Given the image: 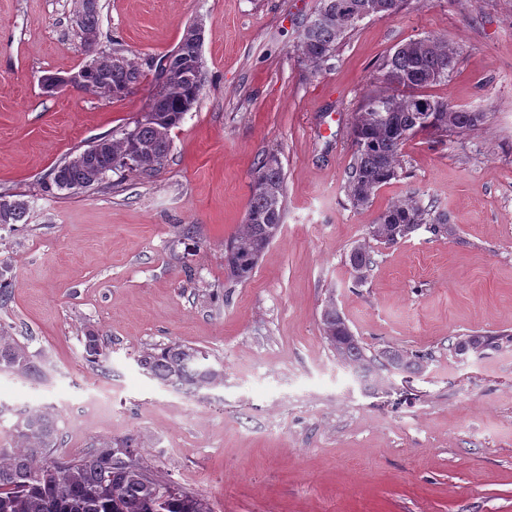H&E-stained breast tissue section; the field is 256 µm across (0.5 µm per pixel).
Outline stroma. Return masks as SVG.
Masks as SVG:
<instances>
[{"label": "stroma", "mask_w": 512, "mask_h": 512, "mask_svg": "<svg viewBox=\"0 0 512 512\" xmlns=\"http://www.w3.org/2000/svg\"><path fill=\"white\" fill-rule=\"evenodd\" d=\"M78 3L0 0V194L26 205L0 226L11 283L0 325L46 373L0 372V446L26 411L62 397V452L140 435L151 466L212 512H512V346L482 359L452 349L512 334V0H406L360 21L319 67L294 50L319 0H99V50L144 73L119 101L41 86L92 59ZM192 25L204 83L164 164L52 188L55 166L133 126L158 59ZM427 35L457 51L431 94L486 121L416 135L399 178L354 209L343 185L355 116L384 91L387 56ZM270 152L285 174L281 232L231 284L224 243ZM412 192L449 233L368 241L376 216ZM365 241L374 265L358 285L346 259ZM330 300L367 355L395 347L427 355L426 369L389 375L385 393L356 380L323 334ZM89 329L104 341L96 364ZM172 341L207 351L223 385L193 392L145 375L139 354ZM96 384L112 386V402L91 416L83 397Z\"/></svg>", "instance_id": "stroma-1"}]
</instances>
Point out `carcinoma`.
<instances>
[{"mask_svg":"<svg viewBox=\"0 0 512 512\" xmlns=\"http://www.w3.org/2000/svg\"><path fill=\"white\" fill-rule=\"evenodd\" d=\"M403 0H320L315 14L319 25L302 32L296 51L304 61L318 67L333 56L336 44L366 16L391 15ZM79 27L89 51H96L99 11L97 0H81ZM456 51L438 36H426L399 46L382 66L390 92L371 97L356 114L351 128L355 151L348 168L344 191L357 209L371 205L379 188L398 177L404 145L420 133L446 136L474 130L484 123L485 113L455 109L448 101L424 93L445 83L455 68ZM171 61L156 75L157 93L149 107L151 121L122 129V137H101L77 156L52 170L59 189H82L99 185L108 173L126 167L125 160L143 172L162 165L171 148L170 131L197 103L201 90L191 77L201 73V34L196 26L186 29ZM91 73L79 84L101 96L117 93L122 100L141 82L139 65L114 51L88 65ZM284 174L279 157L266 155L250 186L245 223L225 245L224 267L228 279H249L265 250L282 226ZM26 212L25 204L0 195V224H14ZM418 224H430L448 233L447 219L432 215L413 193L390 203L368 227V237L393 245L412 233ZM373 263L368 245L354 246L347 259L355 280ZM322 324L328 344L346 335V326L336 318V304L327 303ZM480 351L512 345V334L474 336ZM84 348L91 363L103 353L102 337L85 332ZM342 364L368 379L377 358L366 355L358 341H344ZM137 363L150 378L189 389L224 383V373L209 362V356L188 345L172 342L141 352ZM0 371L40 381L43 368L28 346L0 327ZM57 413L48 407L30 412L16 423L9 446L0 448V512H211L208 504L165 479L140 452L145 441L139 436L103 437L78 455H57Z\"/></svg>","mask_w":512,"mask_h":512,"instance_id":"cac0c4a2","label":"carcinoma"}]
</instances>
